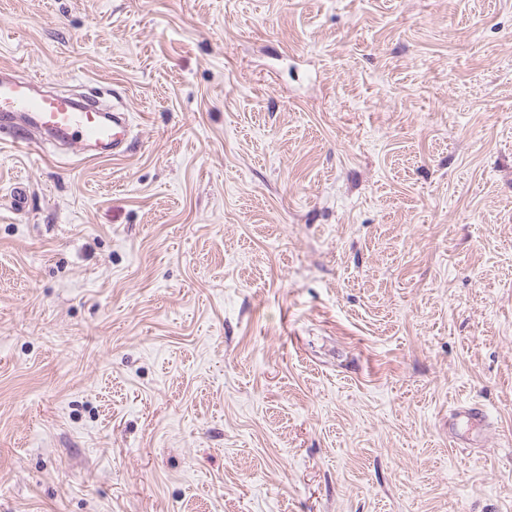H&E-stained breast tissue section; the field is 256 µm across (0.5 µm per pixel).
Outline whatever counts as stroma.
<instances>
[{
	"label": "stroma",
	"instance_id": "obj_1",
	"mask_svg": "<svg viewBox=\"0 0 512 512\" xmlns=\"http://www.w3.org/2000/svg\"><path fill=\"white\" fill-rule=\"evenodd\" d=\"M2 67L133 147L0 133V512H512V0H0Z\"/></svg>",
	"mask_w": 512,
	"mask_h": 512
}]
</instances>
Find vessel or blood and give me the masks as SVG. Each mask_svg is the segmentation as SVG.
Segmentation results:
<instances>
[{
    "instance_id": "b4317fda",
    "label": "vessel or blood",
    "mask_w": 512,
    "mask_h": 512,
    "mask_svg": "<svg viewBox=\"0 0 512 512\" xmlns=\"http://www.w3.org/2000/svg\"><path fill=\"white\" fill-rule=\"evenodd\" d=\"M0 129L17 130L16 143L38 141L84 160L125 152L132 136L130 115L44 88L42 79L0 70Z\"/></svg>"
}]
</instances>
